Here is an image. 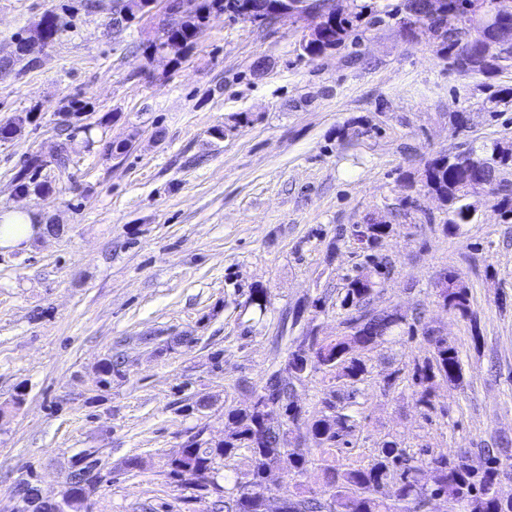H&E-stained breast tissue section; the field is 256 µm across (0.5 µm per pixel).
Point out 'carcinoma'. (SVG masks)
I'll list each match as a JSON object with an SVG mask.
<instances>
[{
  "mask_svg": "<svg viewBox=\"0 0 512 512\" xmlns=\"http://www.w3.org/2000/svg\"><path fill=\"white\" fill-rule=\"evenodd\" d=\"M249 0H177L173 7L185 8L186 19L179 24L160 31L159 38L151 41L150 48L160 49L167 43L188 47L195 43L202 32L205 20L214 9L227 12L235 17L242 14ZM425 0H401V4L384 10V14L369 11L367 5H356L351 10L336 6V17L324 27L325 35L316 42L302 47L300 57L314 59L329 49L341 48L365 20L372 24L383 22V16H398L412 13L417 21L429 29L438 44L440 55L448 59V65L468 54L464 73L490 74L502 62L512 61V50L494 56L486 55L487 45L495 38L494 31L474 33L472 22L475 0H445L440 16L431 20L424 8ZM37 26L42 28L43 44H52L59 30L57 14L46 11ZM469 153L479 162H498L500 168L512 167V145L494 143ZM481 175L490 183V191L501 196L505 217H512V185L498 178V169L488 167H465L456 163L450 154H441L428 161L420 178L446 204L448 219L445 226L456 229L462 224L474 221L469 212L467 186L476 176ZM16 188L37 194L50 190L51 185L37 183L29 176L27 168L20 169L15 177ZM376 282L372 274L350 280L340 300V308L346 311L343 321L349 333L338 336L321 347V362L326 367L301 365L300 372L324 371L338 379L355 384L367 372L365 363L351 355V343H370L378 346L391 336L400 333L406 325V317L392 311H376L367 306ZM440 297L448 310L463 316L468 314L469 304L466 289L444 288ZM432 346V357L414 366L413 380L424 386L419 402L428 410L435 409L431 388L427 384L436 377L448 382L462 380L461 358L458 350L448 344L442 336L431 333L426 336ZM252 392L259 393L272 403L273 409L281 412L287 420H296L292 414L297 403L295 386L283 382L279 371H272L263 385ZM322 415L312 421L297 420L296 431H304L318 448L337 447L356 427L352 414L336 412V395L322 398ZM231 428L224 441L215 445H203L193 439L184 446L180 455L168 461L169 475L181 480L187 472H196L192 484L198 491H207L217 484V461L236 454L243 449L251 462L245 473V480L235 481L232 488L213 502L214 512H269L267 473L288 457L290 467L297 475L306 472L310 460V449L288 447V426L272 428L261 421L259 414L251 407L232 409L228 412ZM484 467L475 473L468 467L467 452L455 451L433 455L422 451V457L415 458L394 443L380 448L376 458L366 466L326 471L325 490L321 492L303 490L282 498L279 512H416V508L434 495H441L451 502L462 505L464 512H512V501H501L495 486L500 476V448H482ZM85 482L70 487L64 495L68 512H88L89 497L99 482L98 460L85 455L80 459Z\"/></svg>",
  "mask_w": 512,
  "mask_h": 512,
  "instance_id": "cac0c4a2",
  "label": "carcinoma"
}]
</instances>
